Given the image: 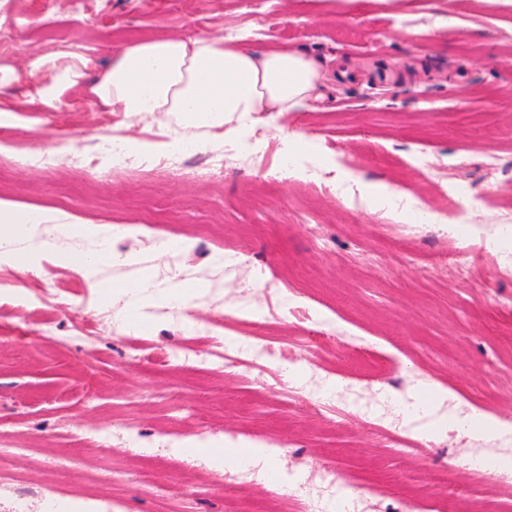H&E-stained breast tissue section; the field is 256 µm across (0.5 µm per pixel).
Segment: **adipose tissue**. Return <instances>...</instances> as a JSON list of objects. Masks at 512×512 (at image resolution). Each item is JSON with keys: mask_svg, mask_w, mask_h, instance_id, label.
<instances>
[{"mask_svg": "<svg viewBox=\"0 0 512 512\" xmlns=\"http://www.w3.org/2000/svg\"><path fill=\"white\" fill-rule=\"evenodd\" d=\"M48 70L47 82L32 97L40 108L56 110L65 95L82 86L95 104L110 112L164 115L176 113L186 129L212 125L236 116L230 137H252L254 117L279 116L319 98L324 76L313 59L294 48L255 53L210 36H158L126 44L111 68L95 71L92 58L61 52L32 64ZM45 227L52 237L73 233L102 240L94 253L64 252L61 265L84 272L89 288L100 283L96 271L117 261L106 243V226L73 224L69 217L29 205L0 200V262L24 271L48 250L47 240L32 236Z\"/></svg>", "mask_w": 512, "mask_h": 512, "instance_id": "adipose-tissue-1", "label": "adipose tissue"}]
</instances>
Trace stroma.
<instances>
[{
  "label": "stroma",
  "instance_id": "stroma-1",
  "mask_svg": "<svg viewBox=\"0 0 512 512\" xmlns=\"http://www.w3.org/2000/svg\"><path fill=\"white\" fill-rule=\"evenodd\" d=\"M0 0V200L117 227L120 262L99 275L113 286L149 277L158 290L188 288L177 305L124 316L127 300L103 303L81 272L44 257L21 272L0 265V470L37 488L0 499V512H84L88 493L123 512H166L174 487L191 489V512H299L269 480L275 466L291 480L326 466L373 488L357 503L337 492L329 512H500L512 481L485 467L500 452L455 426L489 407L512 417V277L482 293L489 258L484 236L512 254V180L488 175L493 156L512 160V0ZM210 32L255 51L293 47L324 74L323 98L261 121L255 136L269 154L258 164L228 155L223 127L191 130L194 162L224 159L221 177L178 181L159 173H113L103 141H143L178 128L176 117L103 112L76 94L56 112L28 103L35 81L24 63L63 50L111 67L121 47L150 36ZM306 139L288 154V140ZM380 148L369 157L368 144ZM58 149L50 168L30 162ZM291 156L295 175L280 171ZM324 170L338 157L358 163L349 178L359 204L308 190L303 161ZM465 178L470 195L498 208H469L452 236L419 224L416 205L441 204L439 181ZM392 187L389 196L377 195ZM182 249L160 254L163 241ZM234 256L224 272L215 254ZM246 305L242 319L193 338L182 322L211 320ZM308 307L311 320L289 315ZM260 328H253V321ZM259 330L275 343L303 338L313 361H281L290 385L318 390L296 403L269 391L265 374L176 361L148 373L132 360L153 346L222 352ZM353 384L374 416L431 429L432 448L407 453L362 417L327 425L323 402ZM204 426L213 445L269 444L273 462L217 470L207 457L169 447L176 433ZM109 433L101 441L100 433Z\"/></svg>",
  "mask_w": 512,
  "mask_h": 512
}]
</instances>
